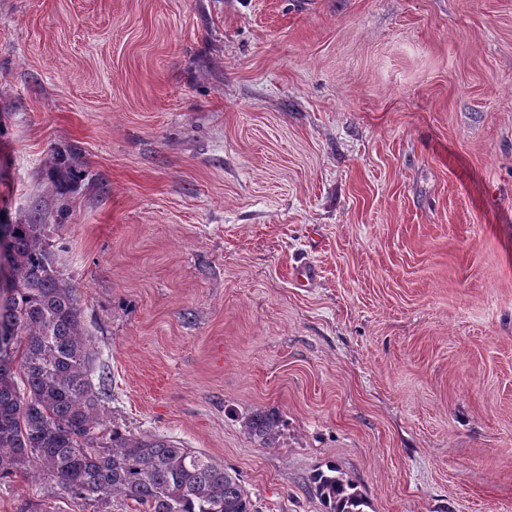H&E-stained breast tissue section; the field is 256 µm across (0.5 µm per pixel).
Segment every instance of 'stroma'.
I'll list each match as a JSON object with an SVG mask.
<instances>
[{
    "instance_id": "stroma-1",
    "label": "stroma",
    "mask_w": 512,
    "mask_h": 512,
    "mask_svg": "<svg viewBox=\"0 0 512 512\" xmlns=\"http://www.w3.org/2000/svg\"><path fill=\"white\" fill-rule=\"evenodd\" d=\"M19 221L79 296L104 421L257 512H325L330 464L364 512H512V0H0ZM140 510L0 480V512ZM248 434L265 448L276 447L281 437L284 421L276 411L257 410L244 421Z\"/></svg>"
}]
</instances>
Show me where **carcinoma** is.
<instances>
[{
  "instance_id": "1",
  "label": "carcinoma",
  "mask_w": 512,
  "mask_h": 512,
  "mask_svg": "<svg viewBox=\"0 0 512 512\" xmlns=\"http://www.w3.org/2000/svg\"><path fill=\"white\" fill-rule=\"evenodd\" d=\"M0 479L32 470L76 495L125 496L146 512H255L237 476L215 459L99 418L94 354L78 296L54 267L43 224H0ZM265 448L284 421L257 410L244 421ZM313 483L327 512H363L354 485L327 467Z\"/></svg>"
}]
</instances>
